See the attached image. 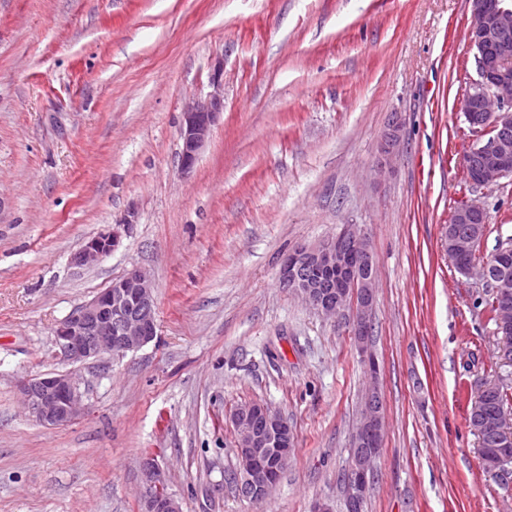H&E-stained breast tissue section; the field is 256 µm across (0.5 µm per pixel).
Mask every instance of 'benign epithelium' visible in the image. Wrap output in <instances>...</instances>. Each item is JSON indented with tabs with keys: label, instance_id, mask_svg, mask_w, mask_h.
<instances>
[{
	"label": "benign epithelium",
	"instance_id": "benign-epithelium-1",
	"mask_svg": "<svg viewBox=\"0 0 512 512\" xmlns=\"http://www.w3.org/2000/svg\"><path fill=\"white\" fill-rule=\"evenodd\" d=\"M472 25L469 43L475 49L478 78L470 82L461 109L466 122L476 131V140L464 156L469 183L489 187L512 174L506 160L512 156V49L507 37L512 33V0H469ZM498 43L503 49L487 53L483 46ZM223 68L218 65L211 76L213 91L190 102L182 112L179 158L182 168L194 166L206 146L212 128L224 111ZM401 145L397 122L384 132L380 151L385 157ZM480 164L472 166V159ZM452 224H485L487 210L478 200L461 201L452 213ZM480 232L459 236L448 230L450 254L473 251L481 244ZM120 242L116 230L102 232L88 240L71 257L76 267L98 263ZM375 269L366 236L356 224H347L335 237L314 246H300L283 260L282 287L301 296L327 319L344 315L348 305L355 311L349 323L352 335L363 341L369 336L374 307ZM156 302L145 274L128 270L105 290L71 312L54 330V344L68 362L81 363L106 355L123 356L137 351L157 336ZM500 336L499 357L512 364V307L504 305L497 321ZM30 416L40 425L59 428L73 423L82 412V392L71 371L46 373L23 381L19 387ZM380 399L377 392L367 395L362 416L350 449L349 470L358 495L366 493L373 475V464L381 448ZM233 422L240 434L237 458L242 475L239 490L253 501L266 500L278 484L273 471L261 464L271 451L279 464L287 466L294 437L288 422L267 405L252 402L238 408ZM495 429L504 448L492 454L480 449L486 469L504 474L512 462V411L503 409ZM149 487L158 490L145 496L142 512H182L180 503L162 491L153 464L145 470Z\"/></svg>",
	"mask_w": 512,
	"mask_h": 512
}]
</instances>
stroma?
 I'll list each match as a JSON object with an SVG mask.
<instances>
[{"mask_svg":"<svg viewBox=\"0 0 512 512\" xmlns=\"http://www.w3.org/2000/svg\"><path fill=\"white\" fill-rule=\"evenodd\" d=\"M468 0H0V512H140L154 460L183 512H343L340 475L369 386L383 446L364 512H512L468 419L512 385L488 290L448 257L462 196L485 203L480 256L512 239V176L471 190L456 72L476 78ZM224 62V112L190 171L186 103ZM403 141L379 163L380 136ZM366 233L376 269L370 380L345 325L282 288L284 257ZM95 266L71 255L109 227ZM157 336L64 362L53 331L131 268ZM75 370L85 411L36 423L18 386ZM261 402L294 449L271 497L229 476L231 416Z\"/></svg>","mask_w":512,"mask_h":512,"instance_id":"obj_1","label":"stroma"}]
</instances>
